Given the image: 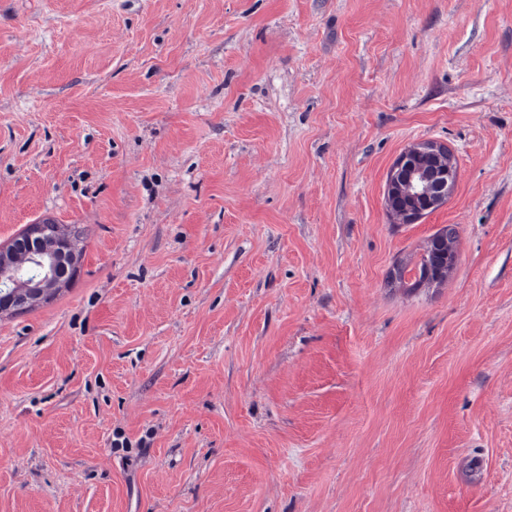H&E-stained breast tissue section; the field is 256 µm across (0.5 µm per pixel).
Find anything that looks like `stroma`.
Returning a JSON list of instances; mask_svg holds the SVG:
<instances>
[{"mask_svg":"<svg viewBox=\"0 0 512 512\" xmlns=\"http://www.w3.org/2000/svg\"><path fill=\"white\" fill-rule=\"evenodd\" d=\"M420 140L458 184L405 224ZM45 217L0 512H512V0H0V247ZM443 147L445 146L438 142L419 141L411 144L400 154L391 167L387 179L386 204L391 212L396 213L393 211V204L400 196L407 195L412 198H425V210L406 211L408 215H411V220L416 222L424 211L436 210L448 201V197L454 192L457 182V179L447 178V170L452 168V161L447 167H441L446 179L437 185V191H433L427 181L418 178L417 172L408 178V183L400 184L398 187L399 173L412 158L424 161L433 160L437 166H441L439 162L443 161L447 165V161L439 155ZM437 232L430 240V247L425 249V253L421 256L420 262L417 264L419 272L418 278H416L415 286L426 282L428 277H435L437 269L443 265L444 256L442 255L439 248L436 249L435 245L440 241Z\"/></svg>","mask_w":512,"mask_h":512,"instance_id":"obj_1","label":"stroma"}]
</instances>
